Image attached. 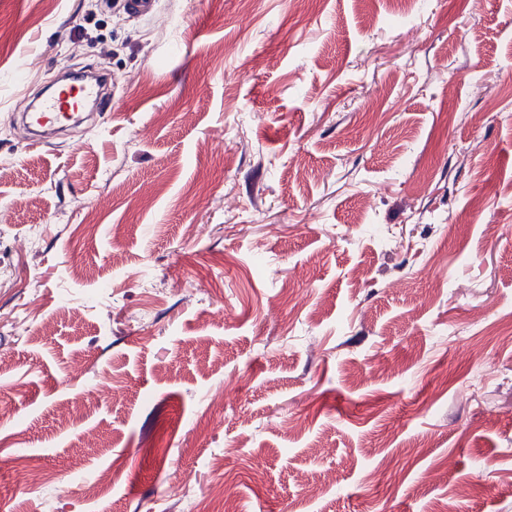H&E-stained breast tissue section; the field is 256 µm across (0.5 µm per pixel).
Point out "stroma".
Wrapping results in <instances>:
<instances>
[{
  "mask_svg": "<svg viewBox=\"0 0 512 512\" xmlns=\"http://www.w3.org/2000/svg\"><path fill=\"white\" fill-rule=\"evenodd\" d=\"M505 325L512 0H0V512H512ZM106 80L92 83L63 84L50 97L45 99L39 108L38 122L49 126H57L67 118L68 112H74L79 103L94 101L101 105L103 99L101 85Z\"/></svg>",
  "mask_w": 512,
  "mask_h": 512,
  "instance_id": "obj_1",
  "label": "stroma"
}]
</instances>
